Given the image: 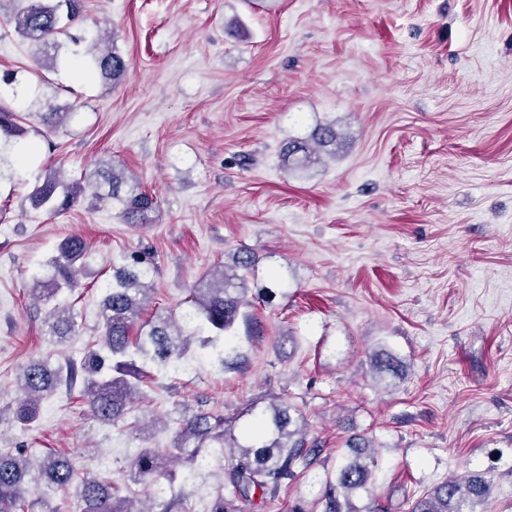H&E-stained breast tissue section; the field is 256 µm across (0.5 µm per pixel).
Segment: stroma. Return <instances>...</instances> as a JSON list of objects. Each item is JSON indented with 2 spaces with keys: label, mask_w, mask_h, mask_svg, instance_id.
Instances as JSON below:
<instances>
[{
  "label": "stroma",
  "mask_w": 512,
  "mask_h": 512,
  "mask_svg": "<svg viewBox=\"0 0 512 512\" xmlns=\"http://www.w3.org/2000/svg\"><path fill=\"white\" fill-rule=\"evenodd\" d=\"M11 8L0 0V106L22 114L32 154L0 179V408L31 358L58 365L98 341L102 288L139 247L155 257L152 312L240 250L260 257L251 290L276 272L288 290L256 304L237 367L193 356L151 374L115 427L59 386L35 424L0 423V449H52L80 475L118 481L140 449L169 447L181 408L232 418L277 398L323 448L245 512H324L353 437L377 451L359 503L409 512L471 471L493 483L481 512H512V0H86L84 29L106 32L129 64L116 84L64 65L40 84ZM60 107L43 138L38 113ZM326 123L335 157L288 169L289 141ZM102 161L156 197L147 223L88 195L60 216L26 205L50 170L78 180ZM69 235L90 251L78 334L55 344L30 288ZM381 344L402 376L374 380ZM156 417L167 426L133 430ZM226 462L213 448L205 468L125 494L203 512Z\"/></svg>",
  "instance_id": "obj_1"
}]
</instances>
